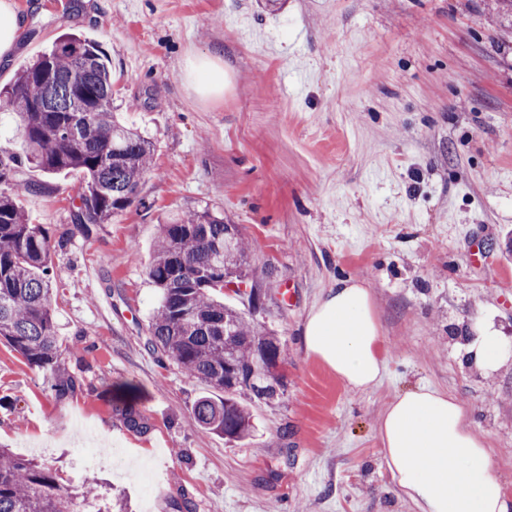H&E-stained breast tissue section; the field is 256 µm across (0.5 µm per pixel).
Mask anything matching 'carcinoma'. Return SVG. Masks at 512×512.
<instances>
[{"label":"carcinoma","instance_id":"carcinoma-1","mask_svg":"<svg viewBox=\"0 0 512 512\" xmlns=\"http://www.w3.org/2000/svg\"><path fill=\"white\" fill-rule=\"evenodd\" d=\"M51 66L57 89L39 79ZM0 105L12 114L19 149L0 148V342L41 371L55 399L66 400L82 388L63 361L52 307L50 237L33 224L13 192L16 176L34 166L47 176H75L79 204L75 229L108 224L139 198L150 172L155 143L123 123L112 108L110 60L100 45L64 34L51 48L0 88ZM224 215L208 207L183 211L159 225L150 282L161 301L148 326L145 348L201 379L222 398L203 395L191 409L193 425L206 433L239 442L253 431L241 399L269 401L279 380L266 375L271 357L282 360L285 344L246 313L224 302V290L245 294L252 309L261 298L241 285L251 284L249 241L228 234ZM112 414L136 433L147 434L151 421L131 389L112 398ZM86 496L66 492L55 470L0 448V512H85Z\"/></svg>","mask_w":512,"mask_h":512}]
</instances>
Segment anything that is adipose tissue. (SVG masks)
<instances>
[{
	"label": "adipose tissue",
	"instance_id": "1",
	"mask_svg": "<svg viewBox=\"0 0 512 512\" xmlns=\"http://www.w3.org/2000/svg\"><path fill=\"white\" fill-rule=\"evenodd\" d=\"M186 77L203 97L224 89V74L208 56L189 59ZM302 343L349 389H370L383 377L386 338L374 296L358 279H338L319 298L307 314ZM504 349V337L486 321L469 353L489 373L503 364ZM377 435L400 495L416 512H512V494L495 474L471 408L447 391L422 385L397 394Z\"/></svg>",
	"mask_w": 512,
	"mask_h": 512
}]
</instances>
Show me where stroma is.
Segmentation results:
<instances>
[{
    "instance_id": "obj_1",
    "label": "stroma",
    "mask_w": 512,
    "mask_h": 512,
    "mask_svg": "<svg viewBox=\"0 0 512 512\" xmlns=\"http://www.w3.org/2000/svg\"><path fill=\"white\" fill-rule=\"evenodd\" d=\"M14 81L68 32L112 63L113 106L153 138L154 163L127 209L90 235L71 212L78 181L22 170L14 190L51 241L54 314L66 368L84 391L55 400L43 373L0 343V444L88 482L129 512H415L395 489L376 421L419 384L473 409L512 492V360L486 374L468 337L492 320L512 343V14L501 0H12ZM224 70L200 97L187 59ZM40 184L37 192L28 191ZM210 207L252 244L259 322L287 343L282 387L249 402L251 439L225 442L190 424L208 386L158 362L144 343L159 294L149 281L158 224ZM481 245L484 262L471 248ZM371 288L387 338L378 386L345 387L308 357L301 330L337 279ZM134 384L148 434L113 417L101 392ZM86 424L130 469L153 467L144 496L108 458L76 461Z\"/></svg>"
}]
</instances>
